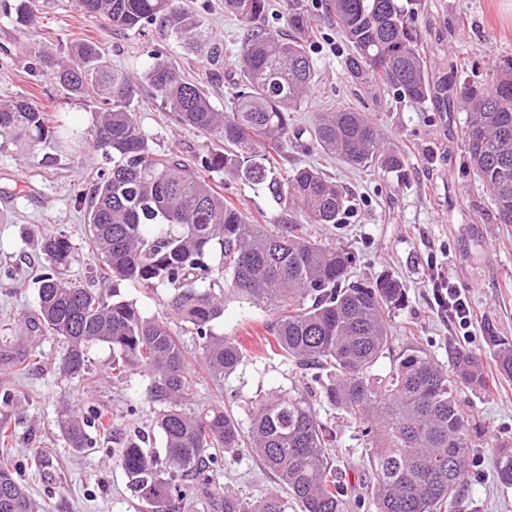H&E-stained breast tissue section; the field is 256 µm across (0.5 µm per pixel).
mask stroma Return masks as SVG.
<instances>
[{
    "instance_id": "stroma-1",
    "label": "stroma",
    "mask_w": 512,
    "mask_h": 512,
    "mask_svg": "<svg viewBox=\"0 0 512 512\" xmlns=\"http://www.w3.org/2000/svg\"><path fill=\"white\" fill-rule=\"evenodd\" d=\"M38 2L35 23L24 28L0 10V102L29 94L42 109L65 115L74 130L87 132L101 108L99 99L66 98L51 77L34 71L33 53L43 49L60 59L66 45L91 42L112 66L136 78L152 54H161L209 91L219 110H228L227 77L236 70L247 28L225 9L224 0H180L202 13L209 36L221 48L216 63L155 28L124 31L85 15L75 0ZM408 7L437 73L454 68L482 76L501 57H512V17L504 13L503 0H409ZM311 8L310 48L317 76L307 104L294 115L295 125L310 126L316 113L330 108L370 113L386 147L404 156L407 178L401 183L391 174L324 159L303 142L289 145L279 160V175L316 162L352 198L341 223L306 225L308 237L354 255L353 278L372 279L387 271L403 282L408 301L392 318V355L415 343L444 362L453 343L494 366L489 337L512 342V224L498 223L467 161L465 112L456 107L439 112L431 104L352 80L344 67L347 45L325 0H313ZM136 118L159 153L175 150L190 160L218 145L216 138L179 125L144 85L138 90ZM105 165L103 155L92 148L72 151L53 140L25 153L10 145L0 148V394L13 398L8 405L0 402V423L12 436L19 476L47 512H139L114 451L140 431L150 435L152 447L163 445L144 373L115 374L111 350L98 345L89 352L92 383L66 378L58 369L60 343L32 331L28 323L38 291L36 273L44 261L42 237L57 231L70 236L80 252L66 276L90 281L95 288L101 285L91 276L93 260L84 247L85 212L96 174ZM213 181L253 223L267 224L277 216L263 187L221 174ZM440 273L452 274L469 299L475 314L469 335L459 333L435 302L433 278ZM274 316L271 308L237 297L226 300L217 332L257 357L220 385L208 375L196 340L185 337L196 403L233 405L245 422L255 400L300 384L299 371L265 349V325ZM64 401L84 414L111 416L112 427L94 450L78 455L65 444L56 425ZM316 409L322 419L334 421L340 443L351 455L348 478L359 484L367 462L350 418L321 403ZM471 410L484 440L512 439V380H499L490 396L473 398ZM211 479L217 493L232 490L254 499L277 487L273 475L245 453L225 455ZM453 512H512V488L497 484L489 448L476 455Z\"/></svg>"
}]
</instances>
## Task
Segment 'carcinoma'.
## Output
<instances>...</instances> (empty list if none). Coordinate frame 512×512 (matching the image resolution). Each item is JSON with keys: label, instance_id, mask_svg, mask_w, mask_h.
I'll return each mask as SVG.
<instances>
[{"label": "carcinoma", "instance_id": "obj_1", "mask_svg": "<svg viewBox=\"0 0 512 512\" xmlns=\"http://www.w3.org/2000/svg\"><path fill=\"white\" fill-rule=\"evenodd\" d=\"M36 0H13L9 16L33 23ZM84 13L116 28L158 26L197 53L216 58L202 17L179 0H78ZM247 24L237 57L238 78L229 111L216 109L209 93L189 82L171 62L156 56L142 76L176 121L224 143L195 156L192 165L159 154L137 123L138 86L106 65L92 43L72 44L56 62L39 51L47 69L73 98L91 94L102 111L85 136L58 114L44 112L26 95L0 104V142L27 151L60 135L100 150L108 166L97 172L86 212L85 242L97 273L110 284L91 288L64 277L76 256L71 238L59 232L41 241L45 263L38 275L32 325L59 339V369L90 380L88 352L112 349V370L147 373V400L159 409L156 427L163 452L137 434L119 449L118 465L128 488L148 512H169L171 501L210 485L221 453L243 451L271 471L280 489L251 500L224 494V512H440L453 509L473 456L478 428L464 410L462 394L486 393L481 357L448 350L443 367L424 348L412 346L379 375L374 366L390 350L391 316L406 288L384 272L372 281L350 280L353 256L308 239L302 224H337L349 209L346 193L315 164L277 174L274 154L309 134L318 152L355 167H373L398 179L404 157L384 147L369 113L318 112L309 129L291 122L308 99L316 72L307 48L311 16L306 0H287L291 34L266 27L268 0H226ZM349 53L345 68L360 83H375L401 97L448 111V100L466 112L465 150L501 224H512V57L498 62L484 80L457 85L435 76L423 56L409 11L398 0H329ZM222 173L261 185L280 205L278 227L250 224L242 210L217 191L204 173ZM169 290L160 317H146L124 298L120 285ZM241 297L272 306L273 354L298 369L303 387L274 392L255 402L244 428L231 408H189L195 380L182 337L196 338L213 380L224 381L247 358L233 338L215 331L224 298ZM499 373L512 378V345L489 337ZM350 415L364 442L371 473L353 494L345 465L331 460L336 430L322 421L310 398ZM58 428L72 451L96 447L105 424L63 404ZM493 448L498 484L512 488V441ZM0 436V512H45L9 461Z\"/></svg>", "mask_w": 512, "mask_h": 512}]
</instances>
